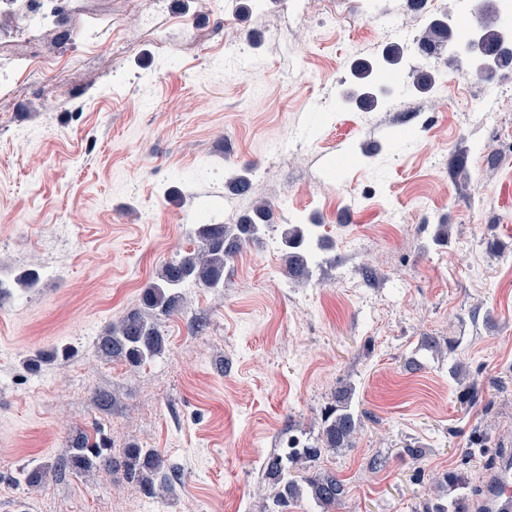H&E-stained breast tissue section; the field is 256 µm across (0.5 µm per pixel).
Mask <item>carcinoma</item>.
Returning <instances> with one entry per match:
<instances>
[{"label": "carcinoma", "instance_id": "obj_1", "mask_svg": "<svg viewBox=\"0 0 512 512\" xmlns=\"http://www.w3.org/2000/svg\"><path fill=\"white\" fill-rule=\"evenodd\" d=\"M468 36L461 25L452 26L443 18H436L423 29L419 42L426 51L440 50L458 43ZM483 49L498 55L490 73L512 71V53L504 54L503 36L499 15L493 0H485L480 14L479 33L476 37ZM406 48L390 45L383 52V66L379 69L368 62L354 66V77L365 88L357 96L359 105L371 109L375 104L373 87L380 78L396 72L404 59ZM272 212L265 201L257 202L252 215L239 224H200L195 234L200 246L192 252L167 262L156 282L145 289L143 308L130 311L112 324L106 335L99 338L97 348L102 355L119 358L131 368H138L159 356L165 339L160 330L161 320L181 310L178 288L191 281L200 288L217 290L224 287V264L239 251L243 244L252 241L258 233L271 225ZM312 231L306 224H294L284 229L282 243L288 276L297 282L311 278L309 261ZM352 387L341 386L336 390L335 403L325 412L319 434L288 436V451L274 454L264 463L266 477L276 487V505L281 512L308 494L324 512L342 506L347 496L344 482L333 471L310 470V464L329 453L352 448L361 431L362 416L351 405ZM112 448L108 437L98 432L91 440L83 434L75 435L68 457L54 466L38 464L20 469L18 481L35 486L55 472L66 469L88 472L100 468L111 472ZM127 478L136 481L149 495L168 492L173 481L179 479L176 467L152 449L137 444L126 448L123 461ZM417 512H465L462 500L436 494L423 501Z\"/></svg>", "mask_w": 512, "mask_h": 512}]
</instances>
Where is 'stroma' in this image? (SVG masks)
Masks as SVG:
<instances>
[{
    "label": "stroma",
    "mask_w": 512,
    "mask_h": 512,
    "mask_svg": "<svg viewBox=\"0 0 512 512\" xmlns=\"http://www.w3.org/2000/svg\"><path fill=\"white\" fill-rule=\"evenodd\" d=\"M281 3L166 0L149 31V0H78L39 41L56 55L62 32H100L72 47L79 94L51 79L25 100L0 90V512H269L263 461L288 428L318 435L345 384L363 429L323 462L348 488L341 512H417L444 472L459 477L448 496L476 499L512 438V103L501 127L483 122L468 93L487 79L442 50L428 92L408 57L396 91L361 111L343 101L351 68L387 43L359 0H311L302 32ZM487 81L512 93V73ZM240 174L255 195L232 190ZM258 199L268 237L225 265L223 288L182 286L162 355L133 369L98 353L163 265L197 249V224L239 223ZM310 223L316 262L299 284L268 240ZM23 272L38 286L17 287ZM65 344L70 360L29 366ZM98 426L112 473L16 483ZM132 443L179 467L170 493L125 479ZM377 455L390 462L373 472Z\"/></svg>",
    "instance_id": "1"
}]
</instances>
